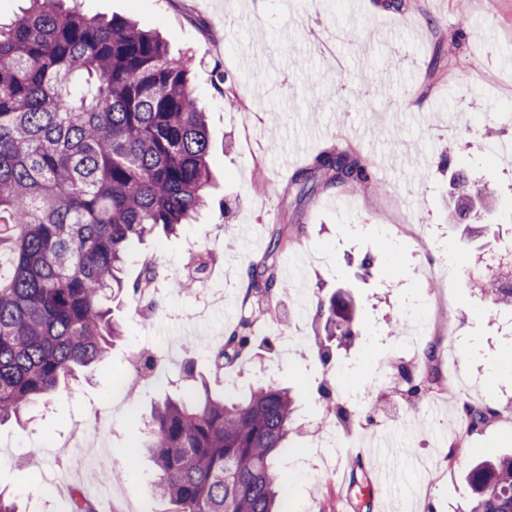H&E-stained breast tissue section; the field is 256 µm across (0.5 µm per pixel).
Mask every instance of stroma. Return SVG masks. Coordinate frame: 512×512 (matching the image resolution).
I'll use <instances>...</instances> for the list:
<instances>
[{
	"label": "stroma",
	"mask_w": 512,
	"mask_h": 512,
	"mask_svg": "<svg viewBox=\"0 0 512 512\" xmlns=\"http://www.w3.org/2000/svg\"><path fill=\"white\" fill-rule=\"evenodd\" d=\"M89 17L118 16L158 31L171 54L189 58L195 92L207 114L213 186L210 199L180 234L131 244L124 274L137 279L154 261L162 295L156 310L144 300L113 303L124 335L109 356L78 380L34 405L29 421L0 424V490L19 512H66L63 499L47 500L45 485L77 456L110 455L115 512H159L152 464L124 467L131 439L162 390L116 393L112 380H141L131 355L158 341L183 344L171 364L181 375L186 359L213 391L247 392L256 380L290 388L295 434L280 452L288 479L286 512H362L337 473L362 458L364 477L382 490L384 512H461L470 497L465 475L476 454L512 455V313L488 318L489 298L473 276L507 270L494 255L512 238V163L493 146L512 141V0H78ZM237 90L228 101L216 72ZM356 148L372 180L340 193L315 173L306 186L291 184L313 156L334 146ZM467 173L493 193L500 207L453 221V178ZM496 227L495 237L476 233ZM295 236L297 248L270 254L277 236ZM215 253L210 282L221 304L201 312L198 292L178 288L188 253ZM375 259L362 276L364 256ZM273 265L290 288L272 313L246 293L250 265ZM350 292L358 323L349 346L321 361L316 296ZM432 322L436 353L457 357L450 391L410 405L397 368L422 351L397 348L409 322L439 294ZM251 322L252 359L214 375L209 354L241 319ZM330 395L321 397L320 384ZM354 391L375 426L325 420L327 398ZM497 408L487 426L469 436L454 464L444 457L458 428L460 402ZM111 409L104 436L94 437L96 412ZM89 437L82 452L65 451L71 433ZM394 436L408 452L399 472L383 479L382 460L369 455L375 440Z\"/></svg>",
	"instance_id": "obj_1"
}]
</instances>
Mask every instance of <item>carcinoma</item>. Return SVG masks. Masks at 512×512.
Segmentation results:
<instances>
[{
  "instance_id": "carcinoma-1",
  "label": "carcinoma",
  "mask_w": 512,
  "mask_h": 512,
  "mask_svg": "<svg viewBox=\"0 0 512 512\" xmlns=\"http://www.w3.org/2000/svg\"><path fill=\"white\" fill-rule=\"evenodd\" d=\"M0 25V422L20 420L38 397L104 360L123 335L108 302L157 282L154 263L127 287L129 245L177 233L208 203L209 136L190 83L191 62L123 18H89L63 0H29ZM313 167L332 188L356 191L366 162L346 148L318 153ZM457 193L480 189L459 173ZM250 290L270 301L289 288L249 270ZM500 307L512 287L495 275ZM315 318L349 338L353 296H319ZM251 322L242 320L212 354L216 372L246 362ZM424 354L416 397L439 381ZM466 435L496 412L463 403ZM294 397L261 385L212 395L207 383L165 396L128 459L146 452L165 512H282L277 454L292 430ZM467 512H512V456L487 457L468 473Z\"/></svg>"
}]
</instances>
